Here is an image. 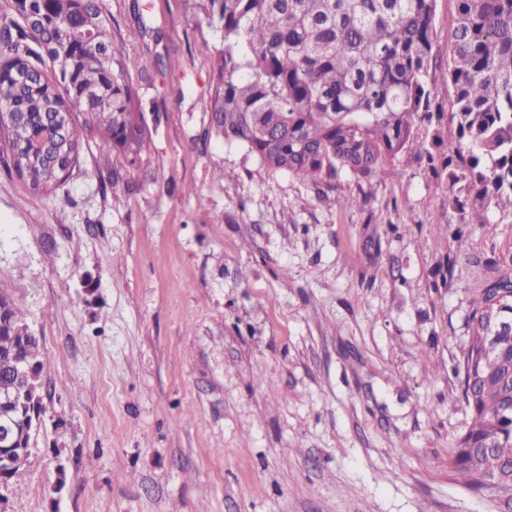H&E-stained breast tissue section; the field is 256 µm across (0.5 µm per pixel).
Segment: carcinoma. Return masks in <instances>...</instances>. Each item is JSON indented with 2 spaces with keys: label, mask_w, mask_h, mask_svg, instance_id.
I'll return each instance as SVG.
<instances>
[{
  "label": "carcinoma",
  "mask_w": 512,
  "mask_h": 512,
  "mask_svg": "<svg viewBox=\"0 0 512 512\" xmlns=\"http://www.w3.org/2000/svg\"><path fill=\"white\" fill-rule=\"evenodd\" d=\"M453 52L434 63L436 0H200L218 24L222 49L215 95L205 103L218 132L246 147L261 165L316 183L324 200L351 208L367 202L334 184L346 170L366 183L398 158L427 123L432 143L431 88L452 93L448 151L423 148L447 173L448 206L462 224H488L489 212L512 214V0H456ZM93 19L89 38L68 22ZM28 27L0 40V127L11 132L16 172L41 188L65 180L85 130L99 133L100 151L133 163L149 150L144 115L120 51L112 45L96 0L37 3ZM71 82L49 80L41 44ZM0 391L21 392L26 378L10 364L15 352L46 364L26 318L0 294ZM512 322V260L471 302L470 338L457 373L470 422L448 455L466 486L497 507L512 508V360L480 367L491 316ZM27 445L11 456V480L22 474Z\"/></svg>",
  "instance_id": "carcinoma-1"
}]
</instances>
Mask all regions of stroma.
<instances>
[{
    "instance_id": "35a3bbf8",
    "label": "stroma",
    "mask_w": 512,
    "mask_h": 512,
    "mask_svg": "<svg viewBox=\"0 0 512 512\" xmlns=\"http://www.w3.org/2000/svg\"><path fill=\"white\" fill-rule=\"evenodd\" d=\"M100 7L152 146L122 165L82 134L43 192L0 154V290L49 365L0 512H498L448 453L495 275L473 262L512 251V216L459 224L416 143L365 204L327 206L217 133L195 0Z\"/></svg>"
}]
</instances>
